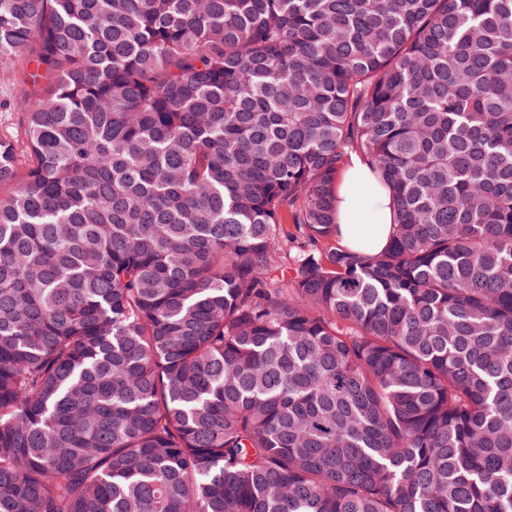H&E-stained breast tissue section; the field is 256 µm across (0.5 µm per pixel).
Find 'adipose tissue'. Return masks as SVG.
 <instances>
[{
  "label": "adipose tissue",
  "mask_w": 512,
  "mask_h": 512,
  "mask_svg": "<svg viewBox=\"0 0 512 512\" xmlns=\"http://www.w3.org/2000/svg\"><path fill=\"white\" fill-rule=\"evenodd\" d=\"M393 204L371 165L352 157L336 177V236L343 246L373 252L389 242Z\"/></svg>",
  "instance_id": "1"
}]
</instances>
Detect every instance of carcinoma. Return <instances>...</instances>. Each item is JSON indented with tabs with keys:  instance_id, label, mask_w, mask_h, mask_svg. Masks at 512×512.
<instances>
[{
	"instance_id": "1",
	"label": "carcinoma",
	"mask_w": 512,
	"mask_h": 512,
	"mask_svg": "<svg viewBox=\"0 0 512 512\" xmlns=\"http://www.w3.org/2000/svg\"><path fill=\"white\" fill-rule=\"evenodd\" d=\"M19 63L0 512H512V0H0ZM393 204L371 165L353 156L336 177V236L343 246L373 252L389 242Z\"/></svg>"
}]
</instances>
